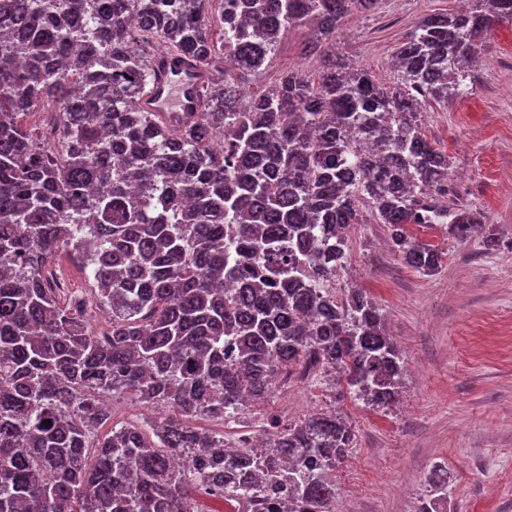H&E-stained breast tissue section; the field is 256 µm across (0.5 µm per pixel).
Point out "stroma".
Wrapping results in <instances>:
<instances>
[{
	"instance_id": "1",
	"label": "stroma",
	"mask_w": 512,
	"mask_h": 512,
	"mask_svg": "<svg viewBox=\"0 0 512 512\" xmlns=\"http://www.w3.org/2000/svg\"><path fill=\"white\" fill-rule=\"evenodd\" d=\"M456 0H379L336 36V56L393 85L397 45L430 13ZM308 29L288 33L253 92L297 70L320 68L305 54ZM466 95L425 103L423 131L449 160V211H476L494 238L459 241L444 224L409 234L445 254L431 276L405 266L388 225L362 208L337 294L359 287L378 304L404 358L397 401L376 410L313 379L276 386L248 407L247 423L294 421L319 409L342 413L354 434L336 470V512H415L433 465L448 472V512H512V23L495 25Z\"/></svg>"
}]
</instances>
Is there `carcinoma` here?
Masks as SVG:
<instances>
[{"label":"carcinoma","mask_w":512,"mask_h":512,"mask_svg":"<svg viewBox=\"0 0 512 512\" xmlns=\"http://www.w3.org/2000/svg\"><path fill=\"white\" fill-rule=\"evenodd\" d=\"M374 3L0 0V512H199L194 493L335 512L330 474L354 440L336 413L270 419L265 444L242 433L232 449L190 421L238 420L280 371H338L364 403H393L403 361L379 307L333 288L350 227L370 205L402 262L430 274L443 254L407 225L446 222L461 241L482 226L431 195L448 157L422 106L467 91L462 69L512 0L422 18L393 88L330 46ZM300 25L317 77L288 71L242 99ZM175 54L204 77L199 111L163 118L139 101ZM30 112L52 114L53 140ZM62 250L94 292L58 276ZM110 397L165 415L104 433ZM432 485L418 512H447L448 483Z\"/></svg>","instance_id":"cac0c4a2"}]
</instances>
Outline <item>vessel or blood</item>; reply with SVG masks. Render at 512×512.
Returning a JSON list of instances; mask_svg holds the SVG:
<instances>
[{
    "label": "vessel or blood",
    "instance_id": "obj_1",
    "mask_svg": "<svg viewBox=\"0 0 512 512\" xmlns=\"http://www.w3.org/2000/svg\"><path fill=\"white\" fill-rule=\"evenodd\" d=\"M161 75L143 97L142 106L152 112H194L198 109L201 77L181 57L171 56L160 65Z\"/></svg>",
    "mask_w": 512,
    "mask_h": 512
}]
</instances>
